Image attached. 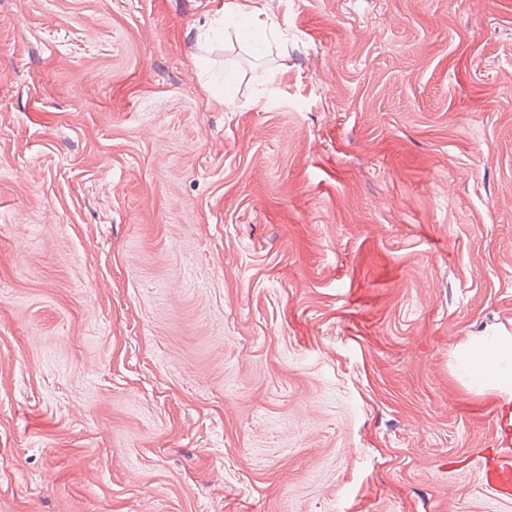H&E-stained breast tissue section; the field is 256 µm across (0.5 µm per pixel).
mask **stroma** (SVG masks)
<instances>
[{
    "label": "stroma",
    "instance_id": "35a3bbf8",
    "mask_svg": "<svg viewBox=\"0 0 512 512\" xmlns=\"http://www.w3.org/2000/svg\"><path fill=\"white\" fill-rule=\"evenodd\" d=\"M0 0V512H512V0ZM473 384L512 400V335L473 336L458 347ZM484 483L502 496L512 492V453L500 448L499 453L487 454L479 461Z\"/></svg>",
    "mask_w": 512,
    "mask_h": 512
}]
</instances>
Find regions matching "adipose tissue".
<instances>
[{
	"mask_svg": "<svg viewBox=\"0 0 512 512\" xmlns=\"http://www.w3.org/2000/svg\"><path fill=\"white\" fill-rule=\"evenodd\" d=\"M458 352L475 386L512 400V335L474 336Z\"/></svg>",
	"mask_w": 512,
	"mask_h": 512,
	"instance_id": "1",
	"label": "adipose tissue"
}]
</instances>
